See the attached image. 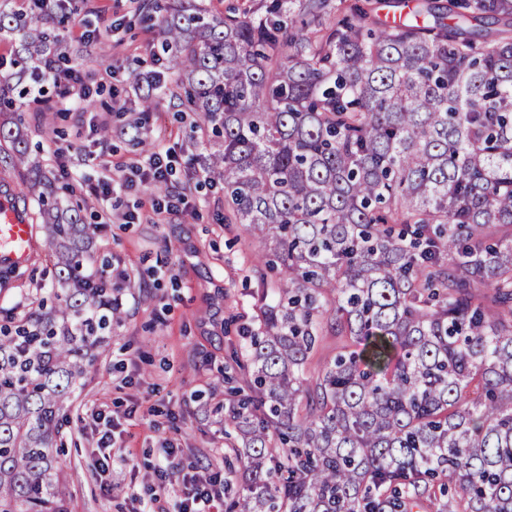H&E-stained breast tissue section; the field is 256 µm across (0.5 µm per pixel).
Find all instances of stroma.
Returning <instances> with one entry per match:
<instances>
[{
	"label": "stroma",
	"instance_id": "stroma-1",
	"mask_svg": "<svg viewBox=\"0 0 512 512\" xmlns=\"http://www.w3.org/2000/svg\"><path fill=\"white\" fill-rule=\"evenodd\" d=\"M77 11L60 29L66 43L84 48L90 107L76 97L54 98L50 111L22 104L33 158L52 180L66 165L85 214L105 216L93 247L119 263L126 277L112 295L123 311L99 351L91 375L74 392L58 453L60 495L67 512H177L184 478L227 474L234 457L224 438V407L233 396L219 385L238 375L234 350L244 328L258 325L253 293L258 279L277 284L265 268L264 248L246 225L225 222L224 188L207 184L198 164L195 116L174 95L177 74L152 56L155 29L142 0H72ZM163 72L164 85L139 137L121 135L137 112L135 82L113 84L111 69ZM171 148L168 183L145 185L113 196L92 189L107 176L128 177L157 147ZM185 193L195 214L156 213L152 197ZM56 285L46 245H38L20 269L0 272V311L24 317ZM105 403L116 418L114 445L100 447L86 425L87 408ZM176 448L167 488L157 501L145 495L157 483L164 439ZM134 462H127V453ZM106 468H99L98 460Z\"/></svg>",
	"mask_w": 512,
	"mask_h": 512
}]
</instances>
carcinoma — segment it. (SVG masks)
I'll return each instance as SVG.
<instances>
[{
    "instance_id": "1",
    "label": "carcinoma",
    "mask_w": 512,
    "mask_h": 512,
    "mask_svg": "<svg viewBox=\"0 0 512 512\" xmlns=\"http://www.w3.org/2000/svg\"><path fill=\"white\" fill-rule=\"evenodd\" d=\"M333 0L219 15L151 0L147 18L230 219L279 264L224 408L244 474L234 512H512V0ZM67 0L0 9L19 37L0 113L63 87ZM142 118L160 87L149 76ZM0 120L59 287L0 324V512H62L53 448L71 394L122 316L86 274L96 226ZM349 343L309 379L320 336Z\"/></svg>"
}]
</instances>
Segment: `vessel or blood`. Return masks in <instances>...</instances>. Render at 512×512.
<instances>
[{"label":"vessel or blood","instance_id":"vessel-or-blood-1","mask_svg":"<svg viewBox=\"0 0 512 512\" xmlns=\"http://www.w3.org/2000/svg\"><path fill=\"white\" fill-rule=\"evenodd\" d=\"M37 248L30 216L16 201L12 188L0 189V268L23 266Z\"/></svg>","mask_w":512,"mask_h":512}]
</instances>
